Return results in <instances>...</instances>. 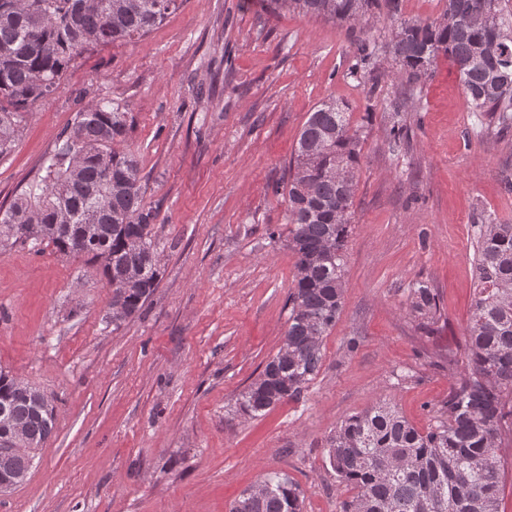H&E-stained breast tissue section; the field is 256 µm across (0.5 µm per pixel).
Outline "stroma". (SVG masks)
I'll return each instance as SVG.
<instances>
[{"label": "stroma", "mask_w": 512, "mask_h": 512, "mask_svg": "<svg viewBox=\"0 0 512 512\" xmlns=\"http://www.w3.org/2000/svg\"><path fill=\"white\" fill-rule=\"evenodd\" d=\"M351 62L347 23L269 0H184L145 36L84 52L24 113L0 155V205L41 176L84 106H125L161 278L116 329L99 264L47 243L0 245V370L55 408L0 512H230L271 472L300 485L303 512H337L325 447L344 418L382 398L423 432L443 418L448 359L465 358L476 225L484 212L512 224V133L471 111L448 56L414 93L388 55L372 84L349 77ZM330 99L362 138L343 311L303 398L246 420L235 400L276 353L294 286L287 203L273 188ZM419 280L439 297L429 335L406 309Z\"/></svg>", "instance_id": "1"}]
</instances>
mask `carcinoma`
I'll return each mask as SVG.
<instances>
[{
  "mask_svg": "<svg viewBox=\"0 0 512 512\" xmlns=\"http://www.w3.org/2000/svg\"><path fill=\"white\" fill-rule=\"evenodd\" d=\"M379 0H271L302 13L357 22ZM178 0H0V153L19 132L21 113L53 92L71 63L89 48L146 35L176 9ZM398 22L383 46L354 36L349 75L372 76L378 52L391 56L408 85L433 72L440 54L456 66L474 112H489L497 127L512 128V0H445L433 21H398L400 0H384ZM391 132L405 124L398 101L389 105ZM128 130V113L114 100L89 103L63 131L46 159L45 175L8 208L0 207V244L17 240L15 221L46 225L44 239L70 256L72 235L94 212L96 233L83 256L97 261L112 294L122 295L134 317L158 287L160 252L151 225L157 214L143 205L142 176L133 154L115 148ZM361 138L347 106H317L303 125L288 178V247L296 255L294 288L288 296V354L276 352L236 399L245 419L264 416L277 404L300 399L318 375L324 338L343 309L346 245L353 218ZM145 248L127 247L129 238ZM139 275L122 289L125 273ZM477 293L467 333V353L454 375L447 416L426 432L414 427L384 399L343 419L327 441V457L339 483L354 490L340 512H500L504 461L498 437L512 422V224L488 214L479 225L475 253ZM409 315L431 330L437 294L420 281L410 289ZM33 390L0 372V405L27 423L30 438L51 434L32 409ZM27 471L28 459L0 451V470ZM302 492L286 474L272 473L262 491H242L230 512H302Z\"/></svg>",
  "mask_w": 512,
  "mask_h": 512,
  "instance_id": "obj_1",
  "label": "carcinoma"
}]
</instances>
